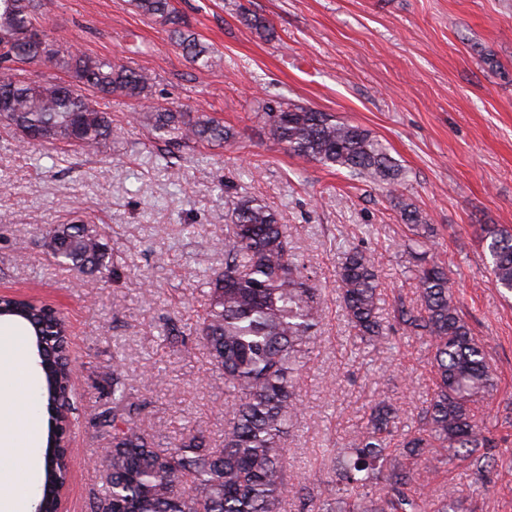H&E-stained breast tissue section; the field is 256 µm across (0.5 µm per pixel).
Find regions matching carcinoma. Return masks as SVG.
I'll list each match as a JSON object with an SVG mask.
<instances>
[{"instance_id": "1", "label": "carcinoma", "mask_w": 512, "mask_h": 512, "mask_svg": "<svg viewBox=\"0 0 512 512\" xmlns=\"http://www.w3.org/2000/svg\"><path fill=\"white\" fill-rule=\"evenodd\" d=\"M131 2L140 14L167 27L192 63L215 64L170 0ZM41 8L42 0H0V44L12 49L11 56L0 55V104L7 106L0 121L24 144L58 141L90 153L112 138V118L82 94L83 87L102 98L141 103L140 125L175 149L222 147L236 138L234 129L205 112L154 104L153 78L144 69L87 56L48 36L32 40L30 28ZM39 62L63 71L70 81L32 82L12 73L16 63ZM262 119L269 137L289 154L385 189L415 236L421 306L400 302L393 318L428 342L435 389L421 410V427L404 434L397 448L389 444L398 431L400 408L386 398L375 402L356 446L336 456L335 481L324 500H336L339 512H427L429 499L411 463L431 449H447L450 466L467 463L478 476L490 474L492 440L470 409L495 388L487 350L449 294L447 264L428 259L434 228L396 194L404 172L386 145L361 126L282 97L264 102ZM484 239L496 286L512 291V234L488 227ZM46 249L51 258L89 273L110 267L103 234L84 224L56 225ZM336 277L355 336L367 345L382 342L375 258L358 247L345 249ZM208 297L198 334L232 395L222 446L210 447L204 436L190 433L172 448L157 447L155 436L138 426V405L131 401L121 363H114L112 406L96 416L98 428L112 434V447L101 453L111 479L94 496L91 512H279L288 496L312 500L306 486L288 482L282 440L303 411L300 367L315 338L322 289L308 275L287 225L261 200L241 196L233 202L231 223L225 225L224 273L210 281ZM0 320L24 325L40 358L48 427L45 479L36 507L55 512L57 489L67 482L71 466L60 446V428L71 414L67 326L47 305L15 295L0 296ZM163 336L173 346H186L184 331L172 318ZM436 499L435 512H459L453 488Z\"/></svg>"}]
</instances>
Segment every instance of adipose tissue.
<instances>
[{
    "mask_svg": "<svg viewBox=\"0 0 512 512\" xmlns=\"http://www.w3.org/2000/svg\"><path fill=\"white\" fill-rule=\"evenodd\" d=\"M0 365L6 366L10 385L0 384V447L11 449V466L6 478H0V512H17L29 493L36 468L31 449L40 437L39 418L29 412L21 421H13L4 408L25 398L33 378L24 352L16 344L0 342Z\"/></svg>",
    "mask_w": 512,
    "mask_h": 512,
    "instance_id": "obj_1",
    "label": "adipose tissue"
}]
</instances>
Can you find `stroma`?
I'll return each mask as SVG.
<instances>
[{
	"instance_id": "1",
	"label": "stroma",
	"mask_w": 512,
	"mask_h": 512,
	"mask_svg": "<svg viewBox=\"0 0 512 512\" xmlns=\"http://www.w3.org/2000/svg\"><path fill=\"white\" fill-rule=\"evenodd\" d=\"M219 62L191 63L166 27L130 0H43L41 27L83 54L152 74L154 100L206 112L239 133L224 147L164 143L132 115L134 102L100 107L119 129L96 154L60 142L30 150L0 123V294L34 296L69 330L73 462L62 512H90L102 487L93 460L112 438L93 419L106 400L113 359L142 403L139 426L174 445L186 430L210 445L224 438V379L195 336L210 276L224 271V226L234 195L275 210L323 288L319 329L302 370L303 412L283 441L288 480L324 489L328 452L353 447L375 400L398 399L401 427L417 426L433 391L431 352L393 325L397 301L419 303L411 233L385 191L286 153L269 139L263 101L284 97L361 125L404 168L399 189L436 230L435 259L496 383L472 404L497 441L482 483L466 466L443 465L444 449L417 462L431 489L454 487L464 512H512V293L497 288L483 226L512 232V0H172ZM265 18L269 32L243 21ZM56 224H92L112 252V272L57 264L44 246ZM374 254L387 339L356 341L339 307L343 249ZM181 320L188 347L163 341Z\"/></svg>"
}]
</instances>
